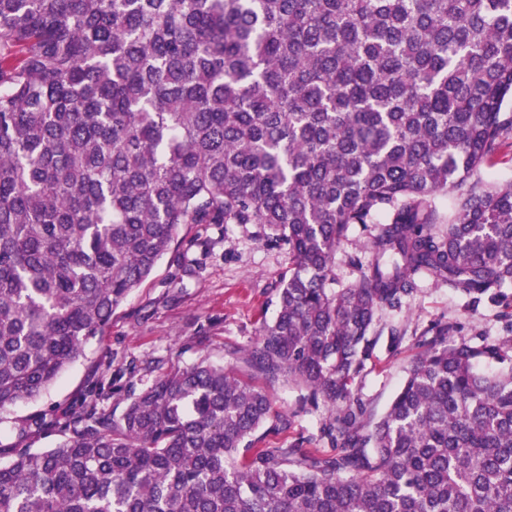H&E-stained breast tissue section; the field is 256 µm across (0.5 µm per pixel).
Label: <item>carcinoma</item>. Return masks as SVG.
<instances>
[{
    "label": "carcinoma",
    "instance_id": "1",
    "mask_svg": "<svg viewBox=\"0 0 512 512\" xmlns=\"http://www.w3.org/2000/svg\"><path fill=\"white\" fill-rule=\"evenodd\" d=\"M510 99L512 0H0V410L84 356L179 225L258 224L291 264L244 367L27 420L59 441L0 462V512H512V340L437 326L370 429L352 397L420 278L512 319V182L481 178ZM353 226L369 258L338 286ZM279 383L338 408L333 453L266 444Z\"/></svg>",
    "mask_w": 512,
    "mask_h": 512
}]
</instances>
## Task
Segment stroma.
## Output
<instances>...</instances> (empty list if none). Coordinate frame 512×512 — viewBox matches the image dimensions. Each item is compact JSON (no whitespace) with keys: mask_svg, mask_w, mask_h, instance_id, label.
Segmentation results:
<instances>
[{"mask_svg":"<svg viewBox=\"0 0 512 512\" xmlns=\"http://www.w3.org/2000/svg\"><path fill=\"white\" fill-rule=\"evenodd\" d=\"M263 234L256 224L180 225L168 254L113 312L84 357L38 400L0 411V446H55L57 435L22 434L23 420L40 413L65 420L91 377L102 381V407L117 415L128 391L147 387L170 366L203 358L230 364L231 350L250 347L263 323L274 320L277 288L288 275L287 251L267 245ZM437 323L449 325L448 338L455 342L497 345L512 338V321L488 300L475 303L447 286L419 281L399 306L376 315L372 357L352 385L354 399L368 416L377 419L386 412ZM272 396L274 411L294 419L273 445L304 436L325 449L320 428L331 407L299 411V392L286 384L275 386Z\"/></svg>","mask_w":512,"mask_h":512,"instance_id":"stroma-1","label":"stroma"}]
</instances>
